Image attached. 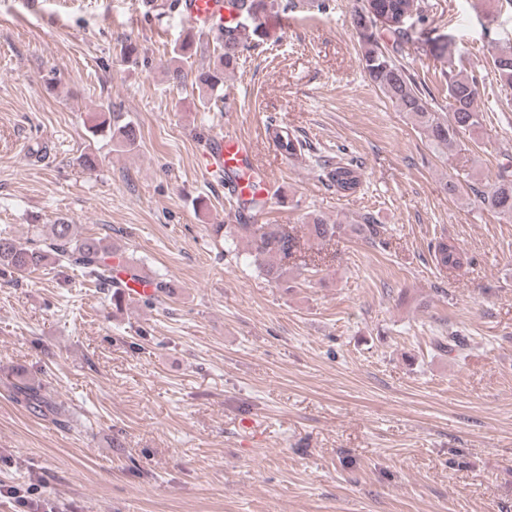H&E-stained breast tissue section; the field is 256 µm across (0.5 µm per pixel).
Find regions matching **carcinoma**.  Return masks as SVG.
<instances>
[{
	"mask_svg": "<svg viewBox=\"0 0 512 512\" xmlns=\"http://www.w3.org/2000/svg\"><path fill=\"white\" fill-rule=\"evenodd\" d=\"M301 2L302 0H224V7L230 12L249 17L250 26H241L235 20L215 33L213 67L194 74L191 79L188 78L185 62L198 51L207 48L208 44L193 29H188L170 51L167 60L170 80L176 85L191 81L198 91V98L205 105L218 100L224 91V74L238 67L244 53L258 47L268 35L264 18L272 12L291 11L299 7ZM357 2L354 25L361 47L362 68L370 81L421 130L428 146L443 155L464 136L479 133L483 127V114L476 106L478 83L475 78L456 71L454 62L448 58V44L436 41L430 48L434 58L440 62L441 76L447 86L448 105L441 112L432 107L397 58L403 44L409 40V33L407 29L396 26V23L404 15L410 18L421 16L420 0ZM375 24L391 35V45L380 41L373 31ZM493 69L500 83L512 87V46L498 50L493 58ZM90 132L94 136L108 135L115 146L128 150L134 148L138 140L137 129L132 123L122 122L105 112L90 127ZM266 132L281 153L290 158L302 154L301 140L288 129L269 124ZM326 178L329 185L336 188V192L349 196L360 188L363 172L358 165L339 161L326 172ZM469 189L501 219L512 221L511 163L501 165L494 181L479 187L473 184ZM269 203L271 199L251 193V198L245 204L253 214L240 224H216L214 232L217 235L224 234L226 240L245 243L252 264L275 283L288 282L290 260L303 244L313 251L326 241L352 234L375 245H386L384 227L371 223L367 218L362 224H339L321 215L307 213L302 217L304 232L301 238L281 224H260L258 216ZM116 256L118 253L112 250V246L102 240L78 238L75 225L65 221L52 225L51 234L43 240L21 243L12 237L0 235L1 276L18 280L51 263H58L80 271L100 288L113 289L112 299L120 305L126 302V295L121 292L126 284L113 276L112 259ZM433 258L436 267L447 271L459 270L468 262L464 251L445 240L434 246ZM433 345L440 351H460L464 349L465 339L455 334L436 336ZM13 398L34 411L41 412L46 407L40 390L33 386L16 387Z\"/></svg>",
	"mask_w": 512,
	"mask_h": 512,
	"instance_id": "cac0c4a2",
	"label": "carcinoma"
}]
</instances>
